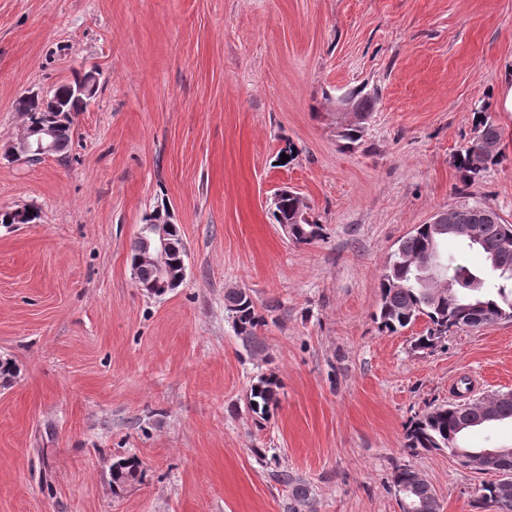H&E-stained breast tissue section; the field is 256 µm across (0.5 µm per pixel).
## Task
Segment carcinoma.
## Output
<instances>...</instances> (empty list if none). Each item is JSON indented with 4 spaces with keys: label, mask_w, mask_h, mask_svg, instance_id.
Here are the masks:
<instances>
[{
    "label": "carcinoma",
    "mask_w": 512,
    "mask_h": 512,
    "mask_svg": "<svg viewBox=\"0 0 512 512\" xmlns=\"http://www.w3.org/2000/svg\"><path fill=\"white\" fill-rule=\"evenodd\" d=\"M60 106L53 113L58 139V156H63L72 135V114L81 111L80 102L70 91V84L64 83L51 92ZM354 105L362 121L347 125L339 137L344 146L352 147L364 133L365 120L373 109V97L355 89L345 94ZM15 110L27 117L28 124L35 126L45 119L41 100L37 96H23L15 104ZM474 136L465 153L457 159V168L462 173V181L480 177L489 166L498 163L499 150L489 151L487 144L500 141L499 128L489 112H478L474 117ZM300 200L291 195L281 198L272 212L274 221L293 226L295 242L310 244L322 237V227L314 221L294 223ZM469 209L468 232L460 242L470 249L497 237L512 236V224L504 222L491 207L478 202H461ZM174 248L168 253L167 265L177 270L185 261L186 251L179 230L172 233ZM450 235H435V225L421 224L412 234L398 241V246L386 266L379 281L380 299L375 319L381 330L395 333L402 328L426 320L424 332L415 340L414 347L420 350L433 349L448 337L453 328L492 325L498 321L512 320V248L495 254L485 260L482 268H470L457 261L448 260L447 245ZM434 253L441 264L442 274L456 283L454 297L442 294L441 286L430 283L427 272L412 264ZM137 287L151 294L157 273L150 265L138 267ZM225 308L232 318L234 331L248 352L257 351L262 342L257 334L264 319L258 314L251 295L243 289H231L224 295ZM280 380L273 374L260 375L250 386L247 394L248 407L259 419L267 421L279 403ZM493 406L495 421H512V396L499 394L491 399L473 403H447L428 407L413 418L406 428L407 447L426 451H440L448 447L459 449L462 454L480 452L464 442V435L470 428L489 423L486 417L487 406ZM139 464L136 460L117 463L112 470V482L121 486L127 477H138ZM282 483L292 488V498L296 501L308 499V489L286 471L277 474ZM393 485L397 492H405L417 501L437 502L431 485L422 475L408 467L398 468L393 475ZM482 498L496 508V512H512V492L503 491L499 481L482 487Z\"/></svg>",
    "instance_id": "1"
}]
</instances>
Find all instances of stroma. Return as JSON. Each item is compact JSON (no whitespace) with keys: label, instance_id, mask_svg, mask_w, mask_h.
Returning <instances> with one entry per match:
<instances>
[{"label":"stroma","instance_id":"stroma-1","mask_svg":"<svg viewBox=\"0 0 512 512\" xmlns=\"http://www.w3.org/2000/svg\"><path fill=\"white\" fill-rule=\"evenodd\" d=\"M93 69L65 157H0V512H401L409 466L441 512H495L491 473L406 448L405 425L451 399L512 391V321L436 348L374 318L399 239L462 197L512 223V0H0V146L20 96ZM374 95L360 144L332 97ZM492 113L502 156L463 184L456 158ZM289 160H282V153ZM304 197L298 244L268 202ZM167 205L183 283L142 293L127 254ZM265 324L247 352L224 293ZM282 382L257 423L247 392ZM138 480L112 486L115 461ZM283 468L309 490L293 501ZM393 485L397 493L409 494L412 499L417 501L434 502L438 508L435 512H440V504L433 493L431 485L422 475L408 466L398 468L393 475ZM404 494V493H403Z\"/></svg>","mask_w":512,"mask_h":512}]
</instances>
